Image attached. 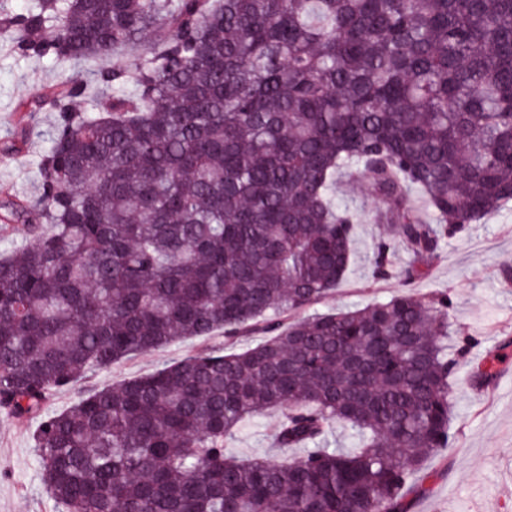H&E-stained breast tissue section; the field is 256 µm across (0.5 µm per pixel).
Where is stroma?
I'll list each match as a JSON object with an SVG mask.
<instances>
[{
	"instance_id": "1",
	"label": "stroma",
	"mask_w": 512,
	"mask_h": 512,
	"mask_svg": "<svg viewBox=\"0 0 512 512\" xmlns=\"http://www.w3.org/2000/svg\"><path fill=\"white\" fill-rule=\"evenodd\" d=\"M71 74V68L14 56L0 45V141L21 131L26 134L15 151H0V197L35 195L36 164L47 147L46 133L53 121L51 110L41 107L40 101L45 86ZM336 199L358 209L360 220L349 272L320 304V311L363 307L408 288L426 296L445 294L452 302L454 331L448 340L449 354H462L469 362L496 363V381L489 390H476L458 379L451 440L412 477V512H512V279L500 275L503 265H512V204L448 238L439 258L408 286L398 273L410 259L406 250H398L392 258L396 275L379 280L372 274L371 249L386 227L377 220L380 204L368 184L341 175ZM206 345V340L188 339L91 371L74 385L55 391L44 410H65L89 393L149 374ZM278 422V412L266 413L230 440L228 450L244 456L273 453L281 460L295 456L292 448L272 450ZM37 425L34 419L22 422L0 414V512H56L41 483L33 440Z\"/></svg>"
}]
</instances>
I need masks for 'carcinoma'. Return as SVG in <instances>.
I'll list each match as a JSON object with an SVG mask.
<instances>
[{
  "mask_svg": "<svg viewBox=\"0 0 512 512\" xmlns=\"http://www.w3.org/2000/svg\"><path fill=\"white\" fill-rule=\"evenodd\" d=\"M1 33L55 64L142 57L49 88L38 194L0 200L25 236L0 253V408L40 418L61 512H409L450 438V301L313 310L353 253L333 186L371 182L373 275L402 246L406 282L512 202V0H0ZM244 334L264 340L41 414L87 371ZM271 409L302 454H227ZM338 423L358 447H336Z\"/></svg>",
  "mask_w": 512,
  "mask_h": 512,
  "instance_id": "1",
  "label": "carcinoma"
}]
</instances>
